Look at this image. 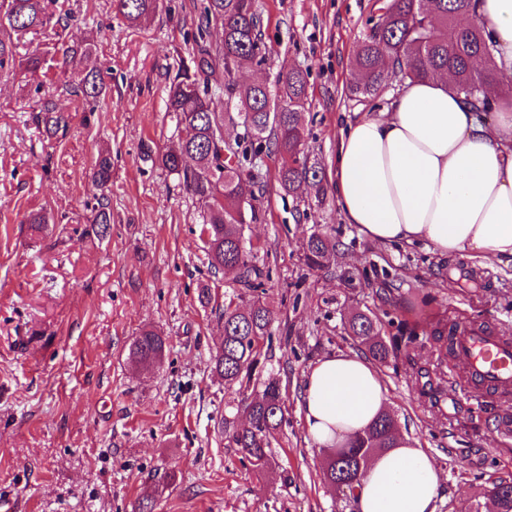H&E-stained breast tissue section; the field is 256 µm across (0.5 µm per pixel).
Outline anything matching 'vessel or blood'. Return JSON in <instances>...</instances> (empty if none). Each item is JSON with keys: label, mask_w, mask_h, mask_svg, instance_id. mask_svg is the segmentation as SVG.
Listing matches in <instances>:
<instances>
[{"label": "vessel or blood", "mask_w": 512, "mask_h": 512, "mask_svg": "<svg viewBox=\"0 0 512 512\" xmlns=\"http://www.w3.org/2000/svg\"><path fill=\"white\" fill-rule=\"evenodd\" d=\"M453 347L468 381L487 390L512 391L511 340L464 326L455 332Z\"/></svg>", "instance_id": "1"}]
</instances>
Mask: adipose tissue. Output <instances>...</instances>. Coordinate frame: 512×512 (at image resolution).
<instances>
[{"label":"adipose tissue","mask_w":512,"mask_h":512,"mask_svg":"<svg viewBox=\"0 0 512 512\" xmlns=\"http://www.w3.org/2000/svg\"><path fill=\"white\" fill-rule=\"evenodd\" d=\"M499 82H512V0H479ZM345 223L378 244L425 242L442 257L512 261V111L479 120L447 79L406 84L391 111L342 130L332 175ZM387 409L375 366L355 353L319 359L304 384L314 445L347 444ZM441 472L409 442L375 455L357 512H436Z\"/></svg>","instance_id":"adipose-tissue-1"}]
</instances>
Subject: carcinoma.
I'll list each match as a JSON object with an SVG mask.
<instances>
[{"mask_svg": "<svg viewBox=\"0 0 512 512\" xmlns=\"http://www.w3.org/2000/svg\"><path fill=\"white\" fill-rule=\"evenodd\" d=\"M112 9L129 27L141 29L155 16L159 0H112ZM381 24L362 41L352 63L355 79L350 91L357 97L377 99L389 85L431 78L446 72L451 89L464 97L472 111L487 117L512 99L490 97L486 87L495 80L491 36L478 14V0H387ZM51 22L47 0H0V73L18 69L35 75L43 61L35 53L19 60L18 48L26 35L36 34ZM223 27L224 41L212 49L205 41L211 23ZM263 19L255 0H206L201 12L196 52L191 65H181L168 94V111L187 132L178 147L157 156L159 165L183 178L187 191L207 207L209 217L207 255L214 272L234 270L236 284L250 292L264 287L266 275L253 263L254 245L246 244L245 226L258 220L260 199L255 193L257 175L245 171L246 152L240 144L224 141V113L212 106V96L224 93L225 110H234L252 124L246 127L258 143L255 152L266 153L278 162L280 186L298 190L304 183L319 187L318 201L326 197L324 172L309 163L304 148L302 114L308 101L307 74L290 69L277 75L274 86L261 78L240 83L234 71L246 64L262 66L269 52L262 38ZM105 89L99 73L90 71L76 95L91 105ZM41 122L51 135L66 131L68 120L55 107L41 109ZM92 185L104 191L112 182V156L98 153L91 172ZM92 224L96 234L110 235L112 212L103 196L98 201ZM336 253V243L319 234L309 237L304 262L310 269L327 267ZM224 306V344L213 357L214 369L228 387L247 385L255 379L263 340L271 335L272 309L260 297ZM350 335L372 360L388 364L394 351L381 336L377 316L357 311L348 320ZM167 340L153 328H144L129 348V357L148 369L164 357ZM246 423L224 419V434L245 453L255 467L269 466L266 448L283 420V401L277 380L264 382L260 397L244 404ZM400 442L396 419L382 414L347 447L326 452L322 475L327 483H344L353 493L360 469L367 459ZM483 497L495 499L498 512H512V484L492 480Z\"/></svg>", "mask_w": 512, "mask_h": 512, "instance_id": "cac0c4a2", "label": "carcinoma"}]
</instances>
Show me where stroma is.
<instances>
[{"mask_svg": "<svg viewBox=\"0 0 512 512\" xmlns=\"http://www.w3.org/2000/svg\"><path fill=\"white\" fill-rule=\"evenodd\" d=\"M204 0H162L146 28H130L111 0H52L55 21L27 36L47 75L0 78V512H354L322 478L324 455L305 429L303 388L319 358L356 351L347 317L382 316L396 356L378 372L404 438L437 461L436 512H491L487 481L512 479V396L437 383L432 368L443 324L490 325L512 337V262L438 256L425 244H377L344 223L334 194L284 191L274 161L262 168V204L247 239L269 270L272 308L264 374L277 379L284 421L258 470L221 426L260 384L228 388L212 361L220 314L235 298L233 275L211 271L201 233L204 205L147 150L180 139L167 110L169 85L195 49ZM384 0H256L270 58L267 80L308 74L306 151L331 172L342 129L375 109L351 95L350 63ZM90 43L64 65L62 45ZM107 89L86 113L76 95L91 68ZM69 114L66 136L49 138L43 102ZM112 153L107 238L96 235L90 171ZM51 212L41 232L30 212ZM338 242L340 258L309 269L312 233ZM210 303H201V289ZM167 339L146 369L129 347L141 329Z\"/></svg>", "mask_w": 512, "mask_h": 512, "instance_id": "stroma-1", "label": "stroma"}]
</instances>
